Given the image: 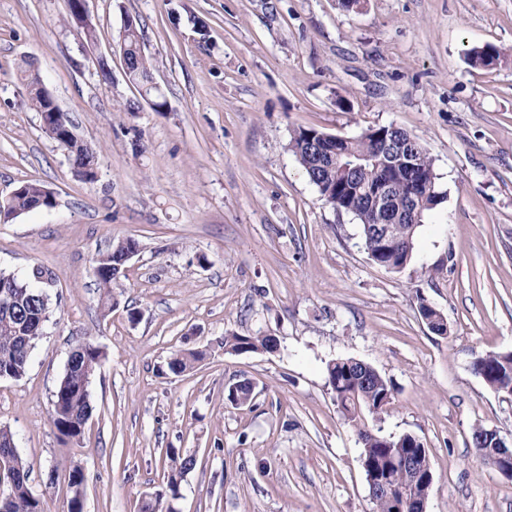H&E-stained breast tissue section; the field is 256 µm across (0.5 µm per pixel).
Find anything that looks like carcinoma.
I'll return each instance as SVG.
<instances>
[{
    "mask_svg": "<svg viewBox=\"0 0 512 512\" xmlns=\"http://www.w3.org/2000/svg\"><path fill=\"white\" fill-rule=\"evenodd\" d=\"M123 50L128 63V80L141 91L156 99L155 110L163 111L166 102L151 84L150 63L141 45L137 20L127 18L124 27ZM502 51L493 45L472 48L466 52L473 67L489 68L497 64ZM32 105L39 112L49 108V102L37 73L26 74ZM325 132L314 127H298L292 132L288 149L295 156L308 179L319 191L320 200L334 209L352 215L361 226L364 248L378 266L391 271L404 269L413 259L419 228L428 215L439 205L437 200L434 161L421 140H416L413 152V172L430 187L421 191L411 209L399 223L392 225L391 245L384 247L377 237L374 218L364 189L384 178L389 182L391 194L399 205H404L410 188L407 171L402 167L382 166L378 142L370 136L359 135L340 142L323 139ZM69 157L85 168V175L94 177L98 165L97 151L72 146ZM43 186L37 183L19 185L9 197L0 200V216L8 219L40 207ZM123 247L116 243L107 251L104 266L95 267L99 282V302L112 308V281L109 265L119 263ZM0 279L10 285L0 288V379L19 380L27 372L31 352L40 338V328L49 315V295L36 287L48 284L50 272L40 265L31 268L28 278L19 279L0 272ZM279 345L275 336L224 337V352L243 354L274 351ZM105 352L90 343L75 346L69 356L65 373L52 399V420L59 434L67 439H78L85 428V419L92 414L89 384ZM203 353L181 350L173 353L167 362L169 372L180 375L193 368ZM472 371L491 389L499 393H512V353H486L472 361ZM327 381L336 404L344 418L357 431L362 444L361 465L365 475L377 473L393 488V492L372 495L374 512H396L401 493L409 492L417 498L429 496L434 482V468L427 448L412 434L384 435L381 430L371 431L365 415L376 418L393 400V387L372 366L354 358H338L326 366ZM13 433L0 428V450L8 452L9 461L3 465L4 495L0 496V512H48L46 499L36 496L28 484L30 465L23 460L18 449L10 447ZM475 460L494 469L499 459L487 452L497 446L496 435L485 427H477L472 434ZM168 461L166 495L176 499L184 473L193 468L195 459L185 456L178 448L165 450ZM415 463L417 481L396 466L404 458ZM69 491L67 512H83L84 502L75 494V487L84 482L82 467L70 462L64 468Z\"/></svg>",
    "mask_w": 512,
    "mask_h": 512,
    "instance_id": "cac0c4a2",
    "label": "carcinoma"
}]
</instances>
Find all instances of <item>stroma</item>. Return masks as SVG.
Returning <instances> with one entry per match:
<instances>
[{
  "mask_svg": "<svg viewBox=\"0 0 512 512\" xmlns=\"http://www.w3.org/2000/svg\"><path fill=\"white\" fill-rule=\"evenodd\" d=\"M86 40L68 0H0V199L31 182L57 204L0 221V270L48 268L50 318L20 380L0 379V427L31 465L29 484L66 512L53 466L78 461L85 512H138L164 490L165 451L195 465L174 512H373L361 445L326 381L338 357L390 379L374 425L428 449L426 512H512V479L473 457L476 426L512 447V396L471 370L512 351V0H86ZM137 18L154 111L125 75ZM495 45V67L465 52ZM34 63L98 178H78L46 132L22 71ZM393 124L434 160L444 200L421 226L418 260L374 264L360 226L319 199L288 150L292 131L355 137ZM138 254L98 306L93 263L119 240ZM448 320L436 335L419 314ZM138 310L131 320L130 310ZM272 335L273 353H225L226 334ZM81 341L105 358L80 440L51 401ZM205 357L175 376L166 360ZM251 382L252 401L226 399Z\"/></svg>",
  "mask_w": 512,
  "mask_h": 512,
  "instance_id": "stroma-1",
  "label": "stroma"
}]
</instances>
